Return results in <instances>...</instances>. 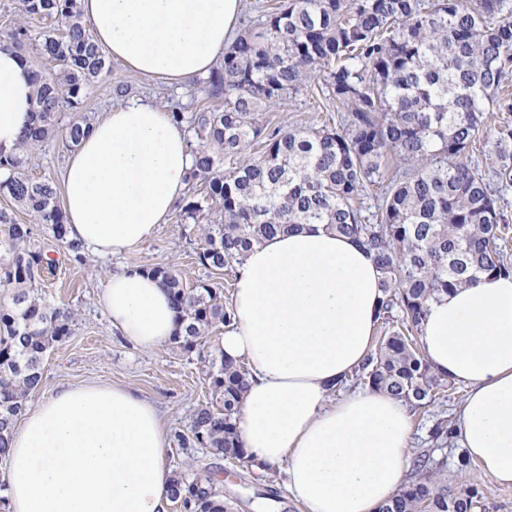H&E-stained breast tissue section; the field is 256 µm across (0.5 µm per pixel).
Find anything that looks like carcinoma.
Instances as JSON below:
<instances>
[{
    "label": "carcinoma",
    "instance_id": "cac0c4a2",
    "mask_svg": "<svg viewBox=\"0 0 512 512\" xmlns=\"http://www.w3.org/2000/svg\"><path fill=\"white\" fill-rule=\"evenodd\" d=\"M24 11L56 21L58 32L32 36L18 25L0 32V49L21 54L35 42L51 63L34 69L33 124L20 152L0 155V193L49 226L53 238L83 262L81 247L66 239L58 188L23 172L24 153L59 128L64 110L78 112L82 93L105 70L77 0H22ZM496 14L503 18L491 24ZM316 76L345 110L339 126L264 133L255 114L272 108ZM512 8L505 0H287L243 28L211 72L208 94L224 107L202 110L193 122L199 139L192 184L182 212L198 224L197 257L206 269L240 262L253 245L302 224H324L374 255L383 273L381 319L401 327L384 337L368 362L351 375L371 389L388 391L413 406L428 407L451 390L424 360L418 341L430 301L512 271L508 218L501 193L512 186V124L496 132L495 162L483 170L473 144L492 111L512 112ZM91 127L82 115L64 128L63 145L78 146ZM264 139L261 155L224 169V160ZM376 189V211L361 200ZM219 217L212 222L210 217ZM33 228L0 210V460L26 402L39 391L44 354L71 334L72 307L51 304L34 292L52 260L31 243ZM147 272L168 289L178 312L170 343L195 353L209 399L197 406L184 448H209L244 463L237 420L248 369L205 350L212 333L230 323L222 289L201 281L185 287L169 267ZM448 419H436L431 438L442 447L454 438ZM217 471L204 467L173 476L168 496L184 512H224ZM471 512L473 494L448 491L445 465L430 454L411 462L407 483L378 512Z\"/></svg>",
    "mask_w": 512,
    "mask_h": 512
}]
</instances>
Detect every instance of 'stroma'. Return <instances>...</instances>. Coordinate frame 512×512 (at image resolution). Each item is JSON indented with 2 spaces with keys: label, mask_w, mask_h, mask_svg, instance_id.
I'll return each mask as SVG.
<instances>
[{
  "label": "stroma",
  "mask_w": 512,
  "mask_h": 512,
  "mask_svg": "<svg viewBox=\"0 0 512 512\" xmlns=\"http://www.w3.org/2000/svg\"><path fill=\"white\" fill-rule=\"evenodd\" d=\"M119 84L128 86L130 98H146L161 106L173 101L179 103L188 115L211 103L205 77L180 85L169 84L144 78L113 60L108 71L86 89L83 113L95 120L117 104L114 88ZM322 87V78L310 79L284 105L258 113L260 125L268 131L336 125L338 113L323 94ZM69 155L60 136L50 137L32 152L24 172L36 179L60 180ZM0 208L13 210L10 199L0 195ZM13 212L17 223L32 224L29 214L19 210ZM32 226L36 245L49 250L51 257L57 260L55 269L41 277L38 291L49 301L70 304L77 312V319L69 338L46 354L42 364L43 384L31 396L30 405H37L68 385L89 381L124 385L160 407L170 437L168 464L172 471H185L191 461L200 468L212 463L214 460L208 449L182 448L176 440L177 435L187 433L195 408L210 394L195 356L174 350L168 343L143 350L124 340L113 332L100 296L112 273L154 266L177 270L189 287L202 280L218 284L228 296L233 292V269L212 271L199 264L196 245L190 240L195 225L178 209L173 211L167 223L158 225L151 238L128 253L115 259L89 255L81 264L70 259L67 250L54 241L47 226ZM465 392L464 385H457L444 405H432L413 412L409 452L414 455L429 449L435 459L446 463L449 490L456 492L464 486L474 488L477 505L473 512H512V486L504 487L479 477L472 468L464 473L458 471V444L434 449L428 442L429 429L436 415L444 413L456 417ZM219 463L224 470L223 494L228 512H301L300 505L286 490L283 474L262 477L250 466L229 458L221 459Z\"/></svg>",
  "instance_id": "35a3bbf8"
}]
</instances>
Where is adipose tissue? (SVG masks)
I'll use <instances>...</instances> for the list:
<instances>
[{
	"label": "adipose tissue",
	"instance_id": "adipose-tissue-1",
	"mask_svg": "<svg viewBox=\"0 0 512 512\" xmlns=\"http://www.w3.org/2000/svg\"><path fill=\"white\" fill-rule=\"evenodd\" d=\"M96 43L147 78L209 73L237 29L241 0H79ZM30 67L0 49V154L31 120ZM194 164L187 135L159 105L130 100L94 122L61 183L67 237L124 254L166 223ZM220 344L245 363L238 436L258 472H285L303 512H377L407 482L409 406L379 391L332 392L373 349L382 274L372 253L321 224L254 246L235 269ZM112 328L149 349L176 311L160 280L112 274L101 295ZM419 347L462 383L459 435L481 476L512 485V273L432 301ZM168 434L155 403L129 388L66 386L29 410L5 459L9 512H168Z\"/></svg>",
	"mask_w": 512,
	"mask_h": 512
}]
</instances>
